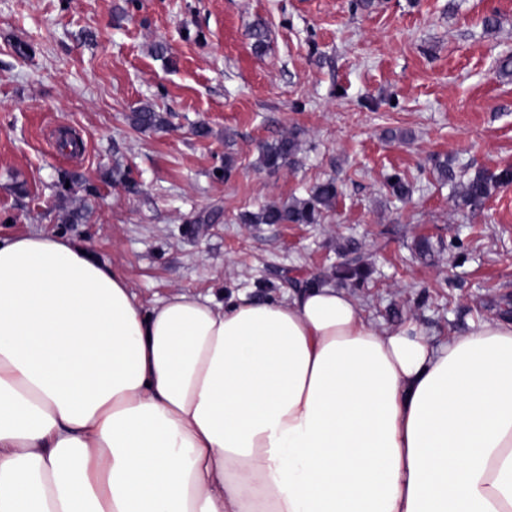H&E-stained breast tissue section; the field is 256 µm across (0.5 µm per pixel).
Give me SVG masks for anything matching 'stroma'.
Returning <instances> with one entry per match:
<instances>
[{"label":"stroma","instance_id":"obj_1","mask_svg":"<svg viewBox=\"0 0 512 512\" xmlns=\"http://www.w3.org/2000/svg\"><path fill=\"white\" fill-rule=\"evenodd\" d=\"M511 52L512 0H0V239L85 246L147 307L317 281L385 327L464 334L512 303V184L462 209L434 161L461 182L512 169V76L497 72ZM140 106L165 126L137 129ZM288 132L295 163L257 170L260 145ZM63 170L79 176L67 190ZM395 173L408 199L390 196ZM328 178L322 223L238 220ZM354 268L363 279L343 278Z\"/></svg>","mask_w":512,"mask_h":512}]
</instances>
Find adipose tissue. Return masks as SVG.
Returning a JSON list of instances; mask_svg holds the SVG:
<instances>
[{"mask_svg":"<svg viewBox=\"0 0 512 512\" xmlns=\"http://www.w3.org/2000/svg\"><path fill=\"white\" fill-rule=\"evenodd\" d=\"M0 512H512V322L440 342L327 284L147 308L0 240Z\"/></svg>","mask_w":512,"mask_h":512,"instance_id":"1","label":"adipose tissue"}]
</instances>
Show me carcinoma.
I'll list each match as a JSON object with an SVG mask.
<instances>
[{"label": "carcinoma", "instance_id": "obj_1", "mask_svg": "<svg viewBox=\"0 0 512 512\" xmlns=\"http://www.w3.org/2000/svg\"><path fill=\"white\" fill-rule=\"evenodd\" d=\"M133 122L140 129L160 126L163 118L150 107L134 110ZM300 150L296 135L285 134L266 143L258 157V168L275 172L295 161ZM438 177L443 182L453 184L454 196L459 207L475 210L482 206L491 191L512 184V169L506 168L495 175L477 174L472 179L456 184V174L448 161H439L435 165ZM389 193L403 199L410 195L409 184L399 176L387 178ZM338 197L335 180H326L315 184L307 195L281 203L260 206L255 211L244 212L239 216L242 224H319L324 212L333 208Z\"/></svg>", "mask_w": 512, "mask_h": 512}]
</instances>
